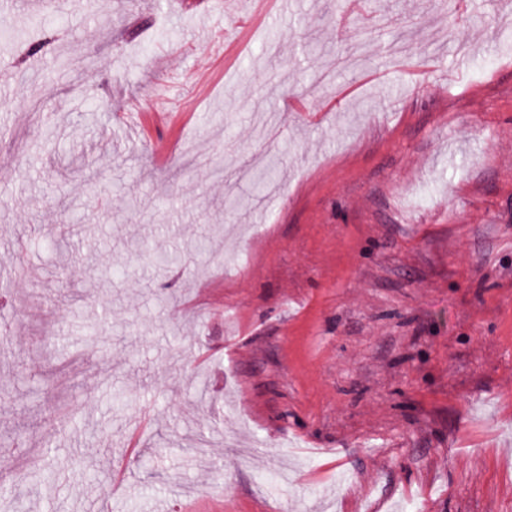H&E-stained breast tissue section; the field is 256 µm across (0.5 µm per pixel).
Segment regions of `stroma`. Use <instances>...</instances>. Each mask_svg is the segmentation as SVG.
I'll list each match as a JSON object with an SVG mask.
<instances>
[{
    "instance_id": "stroma-1",
    "label": "stroma",
    "mask_w": 512,
    "mask_h": 512,
    "mask_svg": "<svg viewBox=\"0 0 512 512\" xmlns=\"http://www.w3.org/2000/svg\"><path fill=\"white\" fill-rule=\"evenodd\" d=\"M344 8L0 0V504L512 512V8Z\"/></svg>"
}]
</instances>
